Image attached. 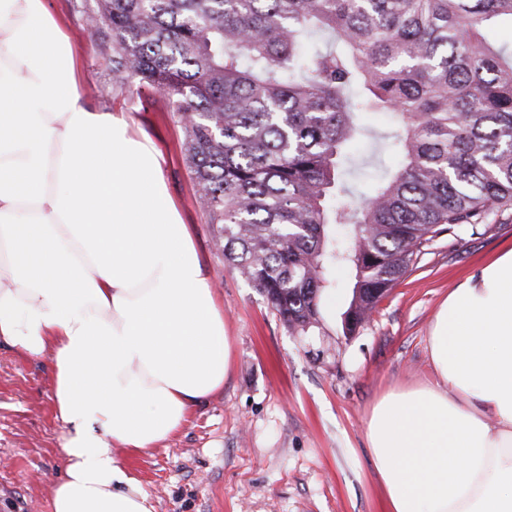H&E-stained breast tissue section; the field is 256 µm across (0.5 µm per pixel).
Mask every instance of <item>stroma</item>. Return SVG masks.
<instances>
[{
	"mask_svg": "<svg viewBox=\"0 0 512 512\" xmlns=\"http://www.w3.org/2000/svg\"><path fill=\"white\" fill-rule=\"evenodd\" d=\"M78 2L51 0V9L84 62L82 102L93 111L128 112L161 152L168 190L192 228L234 344L223 390L197 405L162 446L116 449L119 464L140 480L156 512H385L366 440L368 413L390 387L434 381L428 336L438 306L512 243V210L492 213L478 234L435 238L372 321L351 336L343 335L340 314L352 274L333 270L335 304L310 335H293L266 299L225 266L196 201L183 133L167 99L133 88L110 101L98 97L111 65L94 46ZM52 385L50 357L0 346V512H51L67 431L55 416Z\"/></svg>",
	"mask_w": 512,
	"mask_h": 512,
	"instance_id": "stroma-1",
	"label": "stroma"
}]
</instances>
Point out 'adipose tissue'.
I'll return each instance as SVG.
<instances>
[{"label": "adipose tissue", "instance_id": "adipose-tissue-1", "mask_svg": "<svg viewBox=\"0 0 512 512\" xmlns=\"http://www.w3.org/2000/svg\"><path fill=\"white\" fill-rule=\"evenodd\" d=\"M81 78L47 0H0V343L52 359V512H155L114 451L177 434L231 338L160 152L83 106ZM428 344L436 382L366 420L388 512H512V247L449 292Z\"/></svg>", "mask_w": 512, "mask_h": 512}]
</instances>
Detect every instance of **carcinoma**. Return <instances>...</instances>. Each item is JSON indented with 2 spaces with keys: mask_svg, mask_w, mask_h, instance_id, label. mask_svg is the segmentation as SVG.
<instances>
[{
  "mask_svg": "<svg viewBox=\"0 0 512 512\" xmlns=\"http://www.w3.org/2000/svg\"><path fill=\"white\" fill-rule=\"evenodd\" d=\"M512 0H95L86 20L118 94L165 95L228 266L292 334L375 309L443 233L512 209ZM398 158L361 198L345 184L362 119ZM347 226L349 235L341 234Z\"/></svg>",
  "mask_w": 512,
  "mask_h": 512,
  "instance_id": "1",
  "label": "carcinoma"
}]
</instances>
